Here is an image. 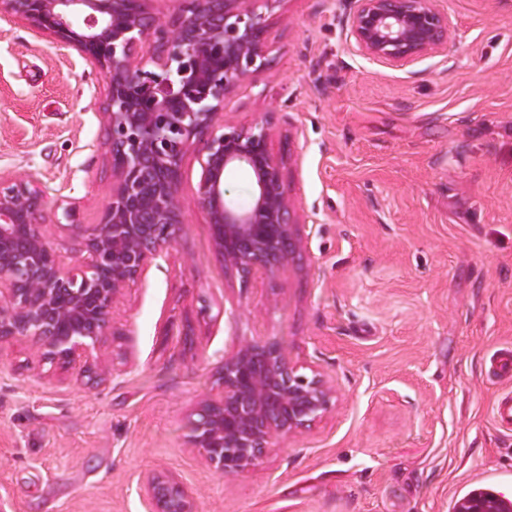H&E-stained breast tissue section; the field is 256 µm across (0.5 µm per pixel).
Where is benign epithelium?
<instances>
[{
  "label": "benign epithelium",
  "mask_w": 512,
  "mask_h": 512,
  "mask_svg": "<svg viewBox=\"0 0 512 512\" xmlns=\"http://www.w3.org/2000/svg\"><path fill=\"white\" fill-rule=\"evenodd\" d=\"M149 0H0L53 43L93 60L107 78L104 119L112 167L110 196L96 224L63 208L77 242L64 262L42 222L43 190L0 178V345L25 340L54 367V379L102 384L111 370L94 354L110 336V317L148 267L168 256L183 224L185 157L197 150L196 197L225 270L241 285L270 281L301 251L286 160L270 148L264 124L222 121L224 103L244 77L269 65L266 13L282 0H177L165 20ZM351 37L366 56L403 66L435 52L448 18L433 0H360ZM153 40L144 61L143 45ZM244 167L251 199L227 196L226 175ZM217 388L197 403L188 445L216 472L234 477L260 465L336 407V388L315 365L295 362L277 338L244 341L224 352ZM141 492L147 512H197L195 491L152 471ZM456 512H500L480 496Z\"/></svg>",
  "instance_id": "7a95c632"
}]
</instances>
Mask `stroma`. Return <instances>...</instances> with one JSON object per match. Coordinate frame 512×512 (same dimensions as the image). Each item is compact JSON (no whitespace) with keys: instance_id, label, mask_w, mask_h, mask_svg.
Returning <instances> with one entry per match:
<instances>
[{"instance_id":"obj_1","label":"stroma","mask_w":512,"mask_h":512,"mask_svg":"<svg viewBox=\"0 0 512 512\" xmlns=\"http://www.w3.org/2000/svg\"><path fill=\"white\" fill-rule=\"evenodd\" d=\"M435 53L362 55L359 0H282L270 64L224 104L288 154L304 251L277 281H231L183 164L184 226L111 314L102 385L61 386L21 341L0 345V512H145L156 469L198 512H455L469 490L512 498V430L492 406L512 378V0H434ZM106 78L90 59L0 16V177L36 181L62 254L63 207L96 223L112 184ZM193 320L197 336L179 334ZM280 338L318 363L337 406L247 473L186 444L225 348Z\"/></svg>"}]
</instances>
